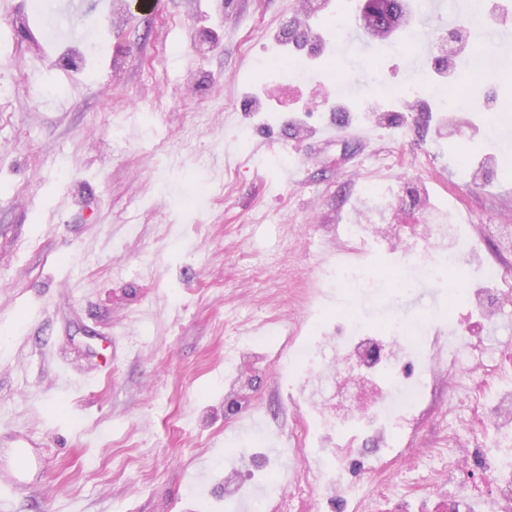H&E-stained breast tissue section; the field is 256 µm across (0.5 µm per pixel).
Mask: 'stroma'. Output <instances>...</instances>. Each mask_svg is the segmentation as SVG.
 <instances>
[{
    "mask_svg": "<svg viewBox=\"0 0 512 512\" xmlns=\"http://www.w3.org/2000/svg\"><path fill=\"white\" fill-rule=\"evenodd\" d=\"M41 0H0V501L11 512H443L448 449L473 448L468 403H418L407 464L380 472L382 433L356 438L334 492L335 400L311 410L277 364L396 317L444 336L467 324L512 390V306L476 321L456 278L419 288L392 237L430 255L429 226L473 227L471 263L512 270V62L466 67L465 21L502 0H418L422 44L398 54L359 30L363 0H87L84 40L45 47ZM343 20L349 43L332 28ZM453 31L451 56L439 39ZM308 65L280 84L262 61ZM45 93L33 94L35 82ZM334 124L333 140L304 138ZM472 182L462 181L460 166ZM362 219L388 225L356 255L374 288L340 287L338 250ZM102 365L61 391L63 359ZM26 444L18 467V444ZM306 454L316 499L291 494Z\"/></svg>",
    "mask_w": 512,
    "mask_h": 512,
    "instance_id": "stroma-1",
    "label": "stroma"
}]
</instances>
